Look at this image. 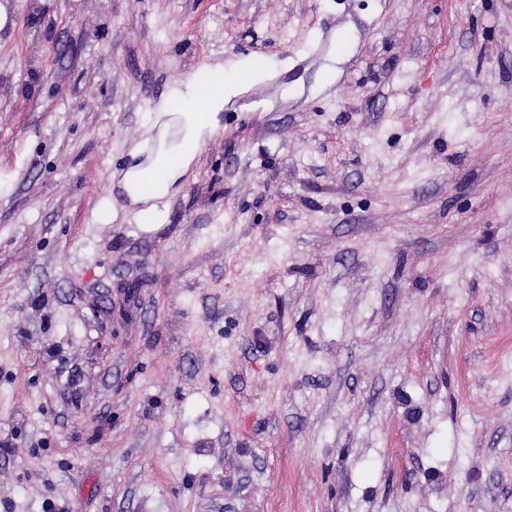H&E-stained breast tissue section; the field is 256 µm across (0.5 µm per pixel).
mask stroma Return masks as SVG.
<instances>
[{"label":"stroma","mask_w":512,"mask_h":512,"mask_svg":"<svg viewBox=\"0 0 512 512\" xmlns=\"http://www.w3.org/2000/svg\"><path fill=\"white\" fill-rule=\"evenodd\" d=\"M0 13V512H512V0ZM238 85V81L232 74L224 77V85L210 100L209 98L215 94L219 86L215 85L206 74V72L199 73L198 87L194 79V74L188 78L181 87L174 91L177 99L188 102L191 108L186 109L182 115V132L183 143L194 142L200 143L203 141L206 131L210 126L216 122L217 114L224 108V96H230L234 93ZM199 88L198 104L203 105L207 102L208 117L206 121H199L196 117L197 112V93ZM179 152L180 148L178 145H167L165 140L160 141L157 152L151 156L148 160V166L145 169H160L163 172V178L152 193V197L155 200H162L166 198L171 190L172 185L177 181L178 177L187 169L190 161L193 159L191 153H184L181 158V162L178 165L170 163L171 153Z\"/></svg>","instance_id":"1"}]
</instances>
